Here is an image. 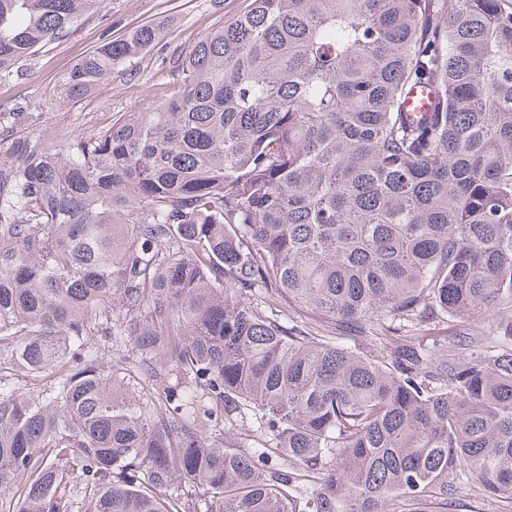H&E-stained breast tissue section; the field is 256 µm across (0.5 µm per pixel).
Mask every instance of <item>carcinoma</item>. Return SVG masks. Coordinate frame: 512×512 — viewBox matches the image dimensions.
<instances>
[{"mask_svg": "<svg viewBox=\"0 0 512 512\" xmlns=\"http://www.w3.org/2000/svg\"><path fill=\"white\" fill-rule=\"evenodd\" d=\"M100 4L0 0V78ZM169 65L173 99L79 135L0 112L4 512L512 501V0H250ZM483 491L477 482H472L457 502L454 512H491Z\"/></svg>", "mask_w": 512, "mask_h": 512, "instance_id": "cac0c4a2", "label": "carcinoma"}]
</instances>
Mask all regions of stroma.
Here are the masks:
<instances>
[{"label":"stroma","instance_id":"obj_1","mask_svg":"<svg viewBox=\"0 0 512 512\" xmlns=\"http://www.w3.org/2000/svg\"><path fill=\"white\" fill-rule=\"evenodd\" d=\"M249 0H103L65 38L56 41L17 74L0 80V112L26 113V125L82 133L108 124L123 113L156 106L177 92L171 57L184 52L194 37L235 18ZM151 22L160 30L154 48L119 64L111 80L87 96L60 99L53 88L60 75L101 42L103 35L121 38L128 30Z\"/></svg>","mask_w":512,"mask_h":512}]
</instances>
